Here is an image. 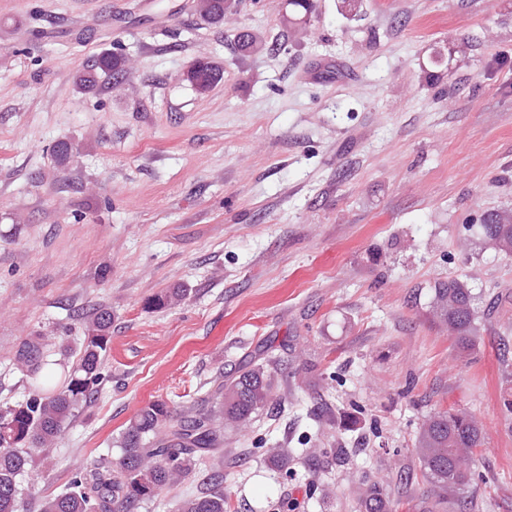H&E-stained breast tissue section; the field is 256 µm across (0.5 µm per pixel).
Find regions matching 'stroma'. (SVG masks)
Wrapping results in <instances>:
<instances>
[{"instance_id": "1", "label": "stroma", "mask_w": 512, "mask_h": 512, "mask_svg": "<svg viewBox=\"0 0 512 512\" xmlns=\"http://www.w3.org/2000/svg\"><path fill=\"white\" fill-rule=\"evenodd\" d=\"M234 2L214 25L194 0H0V409L32 389L25 340L71 366L82 313L112 310L105 381L22 478L24 512L116 459L140 409H183L269 352L277 414L224 435L232 512H358L364 475L418 512L416 438L446 409L487 434L468 512H512V254L478 235L512 209V0H316L303 28L287 0ZM245 28L259 49H238ZM105 51L124 72L82 89ZM197 59L223 71L203 94ZM60 140L80 148L65 165ZM449 278L483 316L465 362L426 315ZM176 285L180 305L147 307ZM210 471L139 512H177Z\"/></svg>"}]
</instances>
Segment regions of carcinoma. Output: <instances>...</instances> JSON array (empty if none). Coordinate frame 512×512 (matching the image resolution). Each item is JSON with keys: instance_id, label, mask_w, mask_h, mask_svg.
<instances>
[{"instance_id": "carcinoma-1", "label": "carcinoma", "mask_w": 512, "mask_h": 512, "mask_svg": "<svg viewBox=\"0 0 512 512\" xmlns=\"http://www.w3.org/2000/svg\"><path fill=\"white\" fill-rule=\"evenodd\" d=\"M288 22L310 23L313 0H287ZM125 60L117 52L96 57L90 70L78 76L86 89L96 86L100 75L123 72ZM484 241L506 254L512 253V214L492 210L480 224ZM189 294L181 286L168 288L153 299L158 306L176 305ZM429 314L448 331L459 357L471 355L477 339L480 312L467 284L450 278L431 288ZM85 336L76 362L64 379L55 381L49 352L43 342L30 340L17 351V364L28 372L33 390L28 396L0 410V512H23L19 477L37 462L46 463L65 424L75 412L91 403L104 376L101 372L110 350L112 312L94 305L84 314ZM278 361L269 356L250 361L237 371L219 373L208 382L206 396L185 411L157 401L129 420L119 437L117 462H100L90 471H78L65 491L45 496L39 512H137L165 487L193 472L198 457L224 458V429L247 426L270 410ZM483 424L463 410L437 411L422 424L416 454L428 487L422 512H436L469 485L477 449L484 445ZM269 458L279 470L293 459L289 448H270ZM222 476L213 473L202 481L197 494L184 499L179 512H229V494ZM360 512H398L400 502L387 497L378 481L359 480Z\"/></svg>"}]
</instances>
